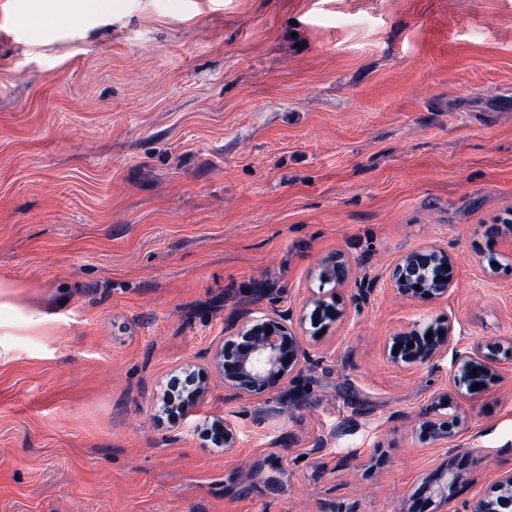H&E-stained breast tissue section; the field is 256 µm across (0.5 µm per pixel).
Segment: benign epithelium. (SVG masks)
<instances>
[{"mask_svg": "<svg viewBox=\"0 0 512 512\" xmlns=\"http://www.w3.org/2000/svg\"><path fill=\"white\" fill-rule=\"evenodd\" d=\"M338 266L340 273L328 277V281L342 286L348 280L351 270L346 260L334 257L323 267ZM454 265L448 252L427 248L405 255L393 267L390 283L394 293L410 300H437L445 296L453 280ZM343 311L338 302L324 299L313 301L310 320L323 323L340 317ZM271 332H266L267 327ZM451 341L449 327L432 329L431 338L419 334L415 329H406L389 337L386 344L388 359L395 365H411L418 361H428L448 349ZM399 352H394V349ZM502 348L499 343L484 341L473 348L456 351V370L446 385L435 390L422 421L417 426L419 436L443 447L456 437L457 422L445 414L456 399L477 394L484 390L491 377L493 364L498 360ZM309 356L301 337L288 326V319L277 315L260 323L244 324L233 335L227 336L214 351L213 363L224 377V386L238 395L262 393L277 388L290 376L300 372ZM477 375H472V372ZM479 389H473V386ZM171 388L181 392L180 400L172 394L161 398V406L186 415L206 394L204 378L194 372L187 373L184 380H174ZM464 480V473L445 468L422 492L428 497H438L448 502L452 494ZM465 512H512V471L498 477L484 493L472 498Z\"/></svg>", "mask_w": 512, "mask_h": 512, "instance_id": "benign-epithelium-1", "label": "benign epithelium"}]
</instances>
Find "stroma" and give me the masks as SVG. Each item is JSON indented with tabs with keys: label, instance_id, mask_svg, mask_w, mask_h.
Returning <instances> with one entry per match:
<instances>
[{
	"label": "stroma",
	"instance_id": "1",
	"mask_svg": "<svg viewBox=\"0 0 512 512\" xmlns=\"http://www.w3.org/2000/svg\"><path fill=\"white\" fill-rule=\"evenodd\" d=\"M32 6L0 0V512H465L512 471V0H112L53 29ZM430 247L445 297H396ZM336 255L349 281L320 285ZM274 314L310 363L233 395L215 347ZM439 325L432 362L389 361ZM489 339L457 439L421 440ZM187 369L207 392L176 421L154 401ZM446 466L466 484L421 497ZM453 272L454 265L448 252L437 248L421 249L405 255L396 263L390 274V283L400 298L437 300L447 294ZM428 331H432L431 339L426 338ZM451 341V330L448 326L427 330L420 335L416 329H406L390 336L386 344L388 359L395 365H411L418 361H428L432 357L448 349ZM409 343H414L408 348ZM399 348L398 353H393ZM501 351L500 344L493 341L477 343L470 350L456 351V370L446 385L432 393L417 426L422 439L448 447V442L456 437L457 421H449L442 411L449 409L457 398L478 394L486 388ZM474 369H477L476 376L472 375ZM473 385H478L479 389H472Z\"/></svg>",
	"mask_w": 512,
	"mask_h": 512
}]
</instances>
